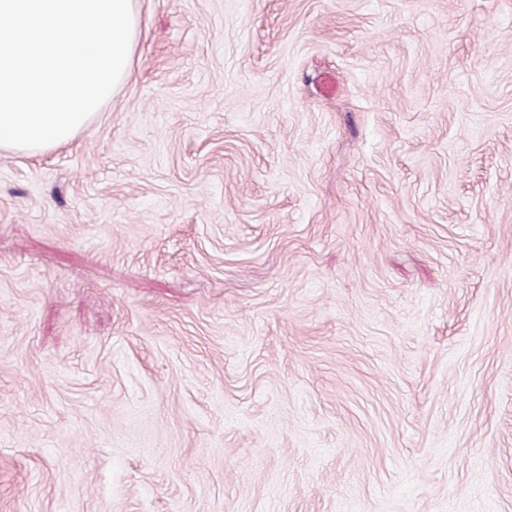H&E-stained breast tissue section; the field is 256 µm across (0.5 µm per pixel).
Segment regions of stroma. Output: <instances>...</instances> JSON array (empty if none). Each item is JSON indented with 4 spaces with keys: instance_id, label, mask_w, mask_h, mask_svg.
Wrapping results in <instances>:
<instances>
[{
    "instance_id": "obj_1",
    "label": "stroma",
    "mask_w": 512,
    "mask_h": 512,
    "mask_svg": "<svg viewBox=\"0 0 512 512\" xmlns=\"http://www.w3.org/2000/svg\"><path fill=\"white\" fill-rule=\"evenodd\" d=\"M0 153V512H512V0H135Z\"/></svg>"
}]
</instances>
